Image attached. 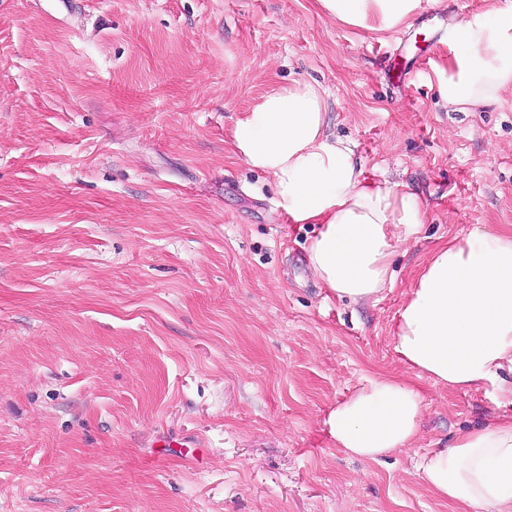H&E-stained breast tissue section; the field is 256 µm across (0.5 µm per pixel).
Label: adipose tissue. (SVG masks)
I'll use <instances>...</instances> for the list:
<instances>
[{
    "label": "adipose tissue",
    "mask_w": 512,
    "mask_h": 512,
    "mask_svg": "<svg viewBox=\"0 0 512 512\" xmlns=\"http://www.w3.org/2000/svg\"><path fill=\"white\" fill-rule=\"evenodd\" d=\"M336 21L383 31L407 23L421 0H317ZM448 53L433 70L452 112H474L512 90V10L493 9L448 27ZM328 93L297 81L270 89L236 119L233 154L269 176L294 224L318 225L308 267L337 298L378 299L392 282L389 259L416 238L425 207L402 184L367 178L349 141L328 124ZM395 350L417 376L449 390L492 389L512 405V232L474 228L438 247L399 308ZM424 411L406 380L376 374L328 413L334 446L375 460L412 447ZM414 469L460 512H512V416L458 434Z\"/></svg>",
    "instance_id": "obj_1"
}]
</instances>
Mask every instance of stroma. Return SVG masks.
I'll return each mask as SVG.
<instances>
[{
  "label": "stroma",
  "instance_id": "35a3bbf8",
  "mask_svg": "<svg viewBox=\"0 0 512 512\" xmlns=\"http://www.w3.org/2000/svg\"><path fill=\"white\" fill-rule=\"evenodd\" d=\"M316 0H0V512H456L416 457L502 413L415 377L395 316L430 254L512 229V91L445 106L449 21ZM329 92L367 173L428 209L375 303L327 294L236 118L276 86ZM382 372L424 399L409 449L343 454L324 420ZM336 21L361 29L383 31L407 23L421 0H316Z\"/></svg>",
  "mask_w": 512,
  "mask_h": 512
}]
</instances>
